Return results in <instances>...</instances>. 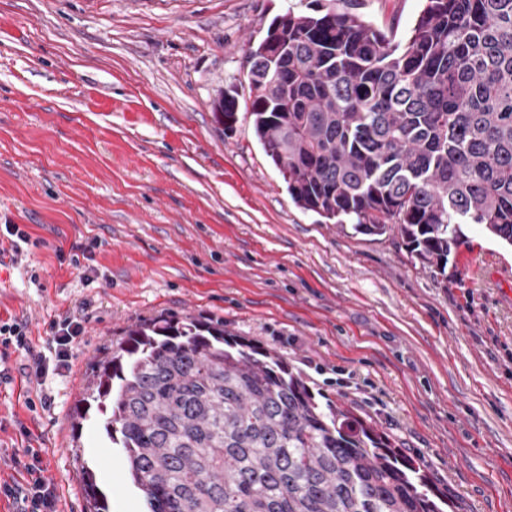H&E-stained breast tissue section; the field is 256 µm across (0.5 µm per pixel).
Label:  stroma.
I'll use <instances>...</instances> for the list:
<instances>
[{
  "label": "stroma",
  "instance_id": "1",
  "mask_svg": "<svg viewBox=\"0 0 512 512\" xmlns=\"http://www.w3.org/2000/svg\"><path fill=\"white\" fill-rule=\"evenodd\" d=\"M313 0H0V479L41 451L58 512H144L103 418L76 421L95 358L128 325L203 317L276 350L321 400L389 435L454 512H512V246L464 226L447 276L398 233L294 204L247 112V56ZM423 0H362L405 40ZM235 95L233 128L213 101ZM84 333L64 375L50 325ZM84 475L85 493L90 504L89 512H110L106 495L99 489L94 472L85 464L82 467Z\"/></svg>",
  "mask_w": 512,
  "mask_h": 512
}]
</instances>
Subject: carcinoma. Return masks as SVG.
<instances>
[{
    "label": "carcinoma",
    "mask_w": 512,
    "mask_h": 512,
    "mask_svg": "<svg viewBox=\"0 0 512 512\" xmlns=\"http://www.w3.org/2000/svg\"><path fill=\"white\" fill-rule=\"evenodd\" d=\"M257 139L306 211L397 231L447 276L461 225L512 245V0H425L406 41L356 10L276 16L248 54ZM230 129L235 96L213 101ZM83 413L147 512H447L389 436L321 405L275 350L195 317L132 324L94 361ZM90 512H109L83 467Z\"/></svg>",
    "instance_id": "1"
}]
</instances>
